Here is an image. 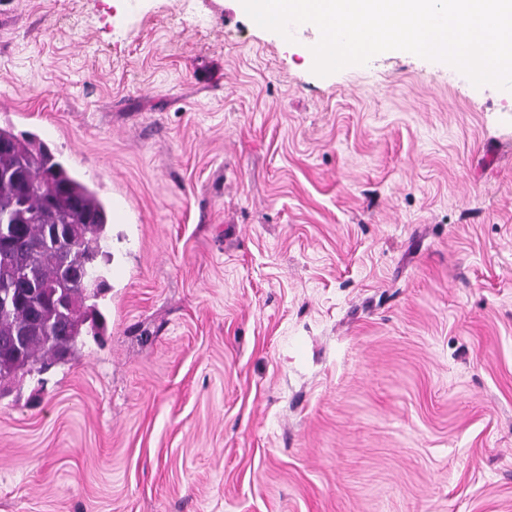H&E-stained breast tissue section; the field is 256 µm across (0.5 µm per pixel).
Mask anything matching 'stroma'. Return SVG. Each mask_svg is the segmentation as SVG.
Here are the masks:
<instances>
[{
	"instance_id": "stroma-1",
	"label": "stroma",
	"mask_w": 512,
	"mask_h": 512,
	"mask_svg": "<svg viewBox=\"0 0 512 512\" xmlns=\"http://www.w3.org/2000/svg\"><path fill=\"white\" fill-rule=\"evenodd\" d=\"M238 0H0V126L110 215L0 512H512V89L321 76Z\"/></svg>"
}]
</instances>
